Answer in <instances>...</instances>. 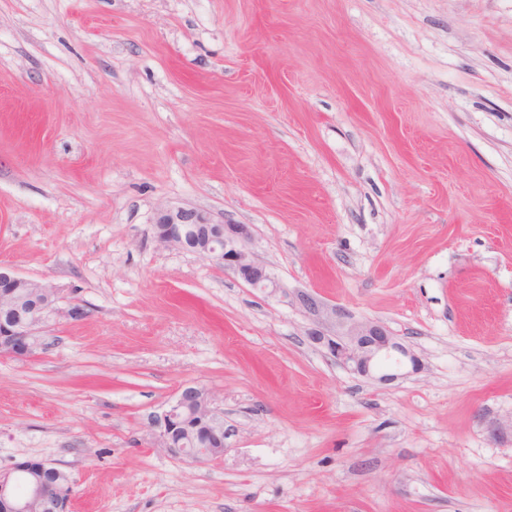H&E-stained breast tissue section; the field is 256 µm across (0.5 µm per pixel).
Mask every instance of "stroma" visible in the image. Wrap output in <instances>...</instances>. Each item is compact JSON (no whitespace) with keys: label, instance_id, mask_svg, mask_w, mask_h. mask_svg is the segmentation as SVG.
I'll use <instances>...</instances> for the list:
<instances>
[{"label":"stroma","instance_id":"35a3bbf8","mask_svg":"<svg viewBox=\"0 0 512 512\" xmlns=\"http://www.w3.org/2000/svg\"><path fill=\"white\" fill-rule=\"evenodd\" d=\"M165 206L420 371L337 364ZM0 263L86 311L0 356V470L72 512H512V0H0ZM188 384L218 460L153 444ZM194 228V230L192 228ZM156 241L165 248L206 257L253 288L270 294L281 293V301L299 308L314 325L309 339L339 364L363 377L390 382L398 374L390 372L408 359L412 370L418 361L383 324L354 320L336 305L310 291L280 288L262 263L249 250L251 231L247 224L215 221L210 214L187 208H163L153 225ZM61 471L45 459H25L0 471V512H70L73 485L61 480ZM26 491L20 494L18 484Z\"/></svg>","mask_w":512,"mask_h":512}]
</instances>
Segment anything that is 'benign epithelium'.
Instances as JSON below:
<instances>
[{"instance_id": "benign-epithelium-1", "label": "benign epithelium", "mask_w": 512, "mask_h": 512, "mask_svg": "<svg viewBox=\"0 0 512 512\" xmlns=\"http://www.w3.org/2000/svg\"><path fill=\"white\" fill-rule=\"evenodd\" d=\"M156 241L165 248L206 257L231 271L253 288L281 293L284 303L299 308L312 322L309 339L336 362L363 376L390 382L392 368L418 361L383 324L358 321L340 307L310 291H288L277 285L249 250L246 224L216 221L210 214L187 208H163L153 225ZM83 318L80 305L64 309L58 291L36 279L0 265V356L25 359L41 348V332L57 316ZM156 446L172 456L202 464L224 455L223 413L213 406L209 392L197 385L183 387L174 401L150 417ZM191 436L198 448H179L177 440ZM73 485L45 459H25L0 471V512H71Z\"/></svg>"}]
</instances>
